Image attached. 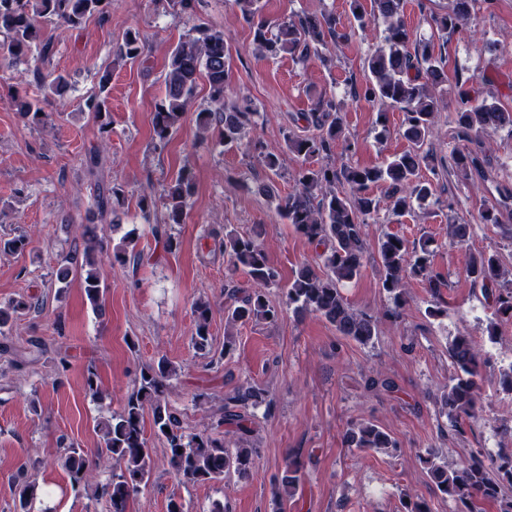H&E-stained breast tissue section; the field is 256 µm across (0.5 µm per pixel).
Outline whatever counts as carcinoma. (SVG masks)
<instances>
[{"label":"carcinoma","mask_w":512,"mask_h":512,"mask_svg":"<svg viewBox=\"0 0 512 512\" xmlns=\"http://www.w3.org/2000/svg\"><path fill=\"white\" fill-rule=\"evenodd\" d=\"M108 0H0V58L12 64L17 60L38 54L39 62L48 59L52 48L44 38L43 24L56 22L79 28L85 21L103 12ZM243 18L254 24L253 44L262 56L277 57L288 54L305 64L328 46L339 43L346 34L336 29V20L328 14H304L282 20L277 32L269 33L268 25L259 19L260 0H232ZM473 0H450L448 10L430 18L437 34L444 38L456 31L470 17ZM405 0H371L365 10L361 0H350V11L358 27L365 28L378 20L386 23L384 43L365 61L369 72L365 86L354 90V95L375 105L379 120L386 123L389 107L404 112L401 135L410 144V150L378 165H342L333 163L317 169L299 167L295 174L297 190L285 198L279 212L295 231L308 241L323 247L319 254L322 267L304 262L294 271L286 288L288 306L297 314L314 313L336 328V332L362 345L373 343L378 336L379 317L372 312L355 310L341 293V286L358 279L368 259L365 242V224L377 215L379 201L372 194L375 186L387 190L389 208L394 214H404L414 205L422 206L436 195L434 185L421 177L420 169L430 158L424 149L434 125L436 114L446 105L441 86L447 82L442 59L430 42L412 39L402 20ZM143 55L141 35L136 30L127 33L116 51L117 60L134 62ZM209 84L213 108L198 113L199 126L208 131L221 127L224 144L245 145L253 148L261 163L272 174L279 175L280 158L288 151L296 158L315 156L329 158L341 134V119L336 104L329 99L305 115V120L316 133L307 136L289 133L284 137V148L267 147L246 139L249 130L258 125L260 113L247 112L228 100L227 46L224 32L209 27H198L182 38L168 57L164 75L165 93L155 106L153 133L155 139L165 142L179 126L194 96L200 75ZM33 76L48 95L63 96L70 84L63 75H46L37 67ZM109 74L100 77L99 93L90 96L85 107L100 122L101 132L111 124L106 97L102 96ZM19 114L28 124L44 127L51 115L42 111L34 100L15 102ZM458 137L469 139L483 132L503 127L512 129V112L495 102L483 100L464 103L457 113ZM451 169L462 180L485 176L478 158L462 152L451 154ZM195 186L190 166H183L164 189L163 200L167 222L152 226V233L164 239L168 249L178 241L170 234L168 225L183 221L187 201ZM124 198L123 190L97 181L95 202L98 214L105 219L116 212ZM134 231L123 237L108 255L111 265L137 266L142 260L136 250ZM232 272L244 271L252 288L246 293L228 290L225 311L224 354L234 349L233 329L253 320H273L277 311L270 305L266 290L279 282V271L268 260L259 234L241 236L228 233L221 243ZM103 245L94 235L85 240L80 262L85 295L91 307L102 309L104 298V270L95 258ZM376 262L381 271L382 288L391 295L393 307L385 316L396 318L407 301L406 282L416 278L434 291L441 285V275L433 268L429 242L409 244L396 233H385L376 244ZM468 276L481 285L494 302L498 317L512 319V283L505 282V272L495 254L482 253L469 264ZM35 303L20 297L0 304V337L6 338L5 328L17 316L30 310ZM194 333L193 347L206 352L212 347L210 333L211 306L201 299L192 305ZM455 375L440 399L443 412L453 430L460 433L459 419L474 414L478 401V365L480 349L470 337H456L448 349ZM176 372L166 360L140 370L133 391L126 397L119 412L97 423L102 440L101 453L90 460L84 451L72 445L65 448L63 466L70 474L72 487L81 493L88 479L97 470L111 472L109 482L102 487L107 497L109 512H126L130 497L140 491L150 478L153 460L148 448L144 414L152 413L153 434L165 440L168 464L183 483L198 484L224 479L234 471L249 473L255 449L249 447L253 433L252 421L243 409L265 400V392L258 386L238 389L227 398L217 421L219 426L232 429L239 445L230 449L224 440L204 433L188 432L177 413L169 406L170 378ZM347 447L358 450L376 449L391 452L397 444L391 435L374 424L360 422L349 427L344 435ZM435 490L456 504V512H483V505L492 503L497 512H512V448H501L494 456L472 455L461 464L450 466L434 455L422 457ZM304 465L297 459L285 461L278 479L276 502L295 495L302 482Z\"/></svg>","instance_id":"obj_1"}]
</instances>
